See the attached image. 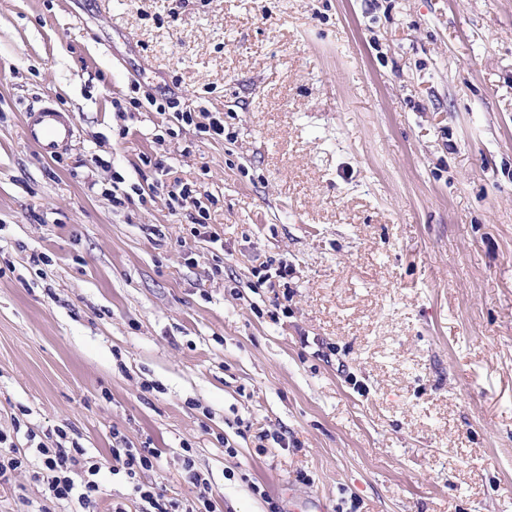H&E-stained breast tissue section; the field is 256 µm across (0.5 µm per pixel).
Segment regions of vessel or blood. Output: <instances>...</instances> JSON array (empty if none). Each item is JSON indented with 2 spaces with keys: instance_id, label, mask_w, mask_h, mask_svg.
Wrapping results in <instances>:
<instances>
[{
  "instance_id": "obj_1",
  "label": "vessel or blood",
  "mask_w": 512,
  "mask_h": 512,
  "mask_svg": "<svg viewBox=\"0 0 512 512\" xmlns=\"http://www.w3.org/2000/svg\"><path fill=\"white\" fill-rule=\"evenodd\" d=\"M76 122L72 113L49 103L25 115L26 141L48 158L66 150L76 136Z\"/></svg>"
}]
</instances>
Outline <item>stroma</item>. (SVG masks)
<instances>
[{"label": "stroma", "instance_id": "stroma-1", "mask_svg": "<svg viewBox=\"0 0 512 512\" xmlns=\"http://www.w3.org/2000/svg\"><path fill=\"white\" fill-rule=\"evenodd\" d=\"M60 428L216 512H512V0H0V431ZM76 130L73 114L54 103L26 112L25 115L26 141L47 158L66 150L75 138ZM170 197L177 204L178 208L182 210L194 209L197 216L192 212L189 214V217L193 221L192 223L205 227L207 224L206 220L208 219V211L206 208L202 207L201 202L196 196L195 189H192L188 184L177 185L174 187V190L171 191Z\"/></svg>", "mask_w": 512, "mask_h": 512}]
</instances>
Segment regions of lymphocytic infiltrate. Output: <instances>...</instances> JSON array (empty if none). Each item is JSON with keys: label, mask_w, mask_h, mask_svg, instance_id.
<instances>
[{"label": "lymphocytic infiltrate", "mask_w": 512, "mask_h": 512, "mask_svg": "<svg viewBox=\"0 0 512 512\" xmlns=\"http://www.w3.org/2000/svg\"><path fill=\"white\" fill-rule=\"evenodd\" d=\"M9 437L0 432V445H8L6 453H0V486L11 484L16 473L30 466L47 474L44 484V497L49 503L78 501L82 508H94L98 505L100 484L98 477L102 472L112 471L114 463H121L131 484L132 494L140 505V512H215L214 491L210 480L195 470L192 457H185L184 470L187 479L196 489L194 500L182 501L165 497L156 488L141 483L138 476L141 472L154 468L158 459V451L154 448H115L109 456L88 459L84 448L79 444L71 446L45 445L36 446L33 453L25 449L9 445ZM86 470L89 478L82 483H75L72 474ZM41 512H50L49 508Z\"/></svg>", "instance_id": "lymphocytic-infiltrate-1"}]
</instances>
